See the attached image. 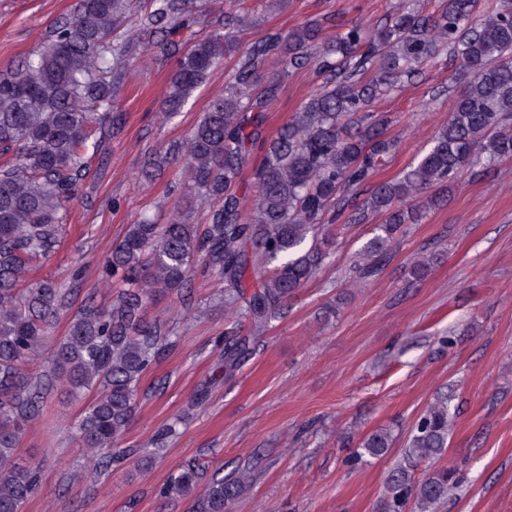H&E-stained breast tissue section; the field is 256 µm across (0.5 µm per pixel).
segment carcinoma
<instances>
[{"label":"carcinoma","instance_id":"obj_1","mask_svg":"<svg viewBox=\"0 0 512 512\" xmlns=\"http://www.w3.org/2000/svg\"><path fill=\"white\" fill-rule=\"evenodd\" d=\"M191 4L151 0L140 11L137 0H78L32 54L0 74V158H6L0 163V512H23L37 488L39 463L19 462L18 448L60 383L72 392H97L77 438L81 447L100 453L98 468L124 460L119 444L133 420L141 381L173 344L163 320L145 317L154 295L181 294L200 269L224 281V308L249 318L253 331L282 317L288 299L324 260L309 239L335 223L336 198L366 183L395 148L382 135V119L353 128L376 94L415 77L444 49L465 79L425 155L374 187L368 204L386 221L360 252L355 272L361 280L380 272L409 211L442 201L437 193L418 199L423 191L458 179L478 148L492 163L512 159V0L486 10L480 0H441L426 15L404 7L372 35L359 25L327 35L335 21L308 20L242 49L238 32L249 15H228L209 33L170 41L180 57L161 109L165 120L180 113L224 57L240 56L224 95L210 102L189 137L147 160L159 171L168 156H181L188 188L209 202L204 224L139 218L128 225L102 265V277L121 292L107 308L86 299L67 334L52 342L49 329L70 291L50 279L28 284L26 275L59 242L62 211L85 176L87 156L99 153L121 126L114 85L134 63L121 28L131 20L169 36L194 26ZM271 58L282 63L280 73L267 72ZM302 65L314 68L319 89L268 137L264 112L279 94L282 74ZM248 168L252 194L240 191ZM251 344L239 328L224 330L225 371L244 361ZM46 350V365L26 371ZM453 418L446 399L419 416L381 512H406L411 501L418 512H438L458 488L456 470L444 465L412 477L419 461L445 453ZM181 424L175 417L165 425L156 451L179 434ZM391 441L386 429L368 434L354 462L386 454ZM202 476L199 465L185 462L159 496L193 497V512H228L253 483L249 471L213 477L198 495Z\"/></svg>","mask_w":512,"mask_h":512}]
</instances>
